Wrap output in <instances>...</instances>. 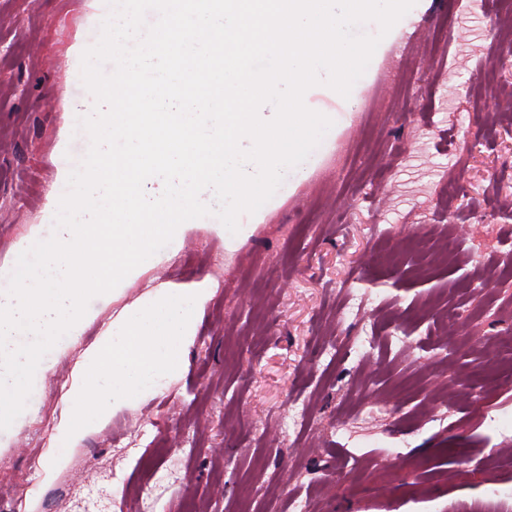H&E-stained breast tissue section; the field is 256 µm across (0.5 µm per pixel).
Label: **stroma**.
Returning <instances> with one entry per match:
<instances>
[{
	"label": "stroma",
	"instance_id": "1",
	"mask_svg": "<svg viewBox=\"0 0 512 512\" xmlns=\"http://www.w3.org/2000/svg\"><path fill=\"white\" fill-rule=\"evenodd\" d=\"M87 0H0V265L39 223L78 79L96 38ZM512 0H428L362 83L351 124L312 175L229 252L215 234L131 283L218 282L167 389L109 417L49 470L78 365L112 320L96 306L0 447L9 512H512V368L472 396L483 349L512 335ZM454 31L437 38L441 23ZM463 192L449 200L448 182ZM447 263L415 269L428 241ZM483 258L474 267L471 258ZM454 306L457 324L440 318Z\"/></svg>",
	"mask_w": 512,
	"mask_h": 512
}]
</instances>
